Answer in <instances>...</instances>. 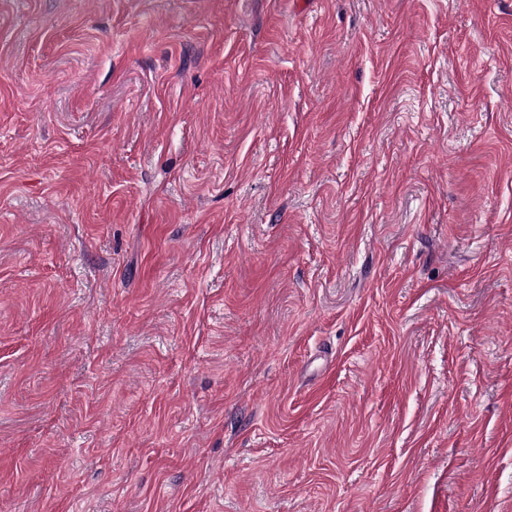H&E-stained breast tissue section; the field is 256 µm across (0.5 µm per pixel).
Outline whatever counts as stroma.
Returning <instances> with one entry per match:
<instances>
[{
	"label": "stroma",
	"mask_w": 512,
	"mask_h": 512,
	"mask_svg": "<svg viewBox=\"0 0 512 512\" xmlns=\"http://www.w3.org/2000/svg\"><path fill=\"white\" fill-rule=\"evenodd\" d=\"M0 512H512V0H0Z\"/></svg>",
	"instance_id": "1"
}]
</instances>
